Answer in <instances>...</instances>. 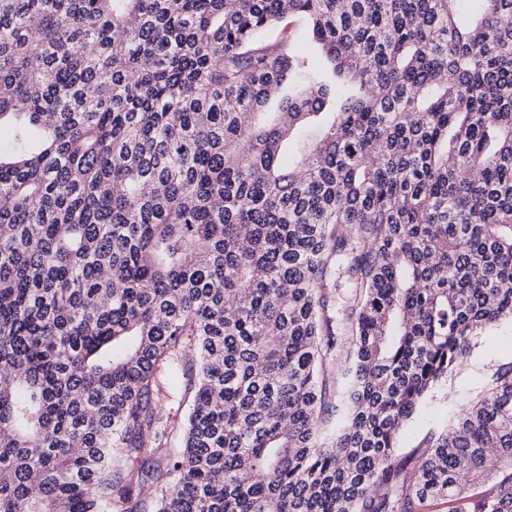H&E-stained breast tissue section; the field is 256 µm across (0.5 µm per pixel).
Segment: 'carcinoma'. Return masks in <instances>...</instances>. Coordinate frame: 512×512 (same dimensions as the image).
Segmentation results:
<instances>
[{"label": "carcinoma", "instance_id": "obj_1", "mask_svg": "<svg viewBox=\"0 0 512 512\" xmlns=\"http://www.w3.org/2000/svg\"><path fill=\"white\" fill-rule=\"evenodd\" d=\"M458 2L0 0V512H512V363L400 447L512 319V0Z\"/></svg>", "mask_w": 512, "mask_h": 512}]
</instances>
